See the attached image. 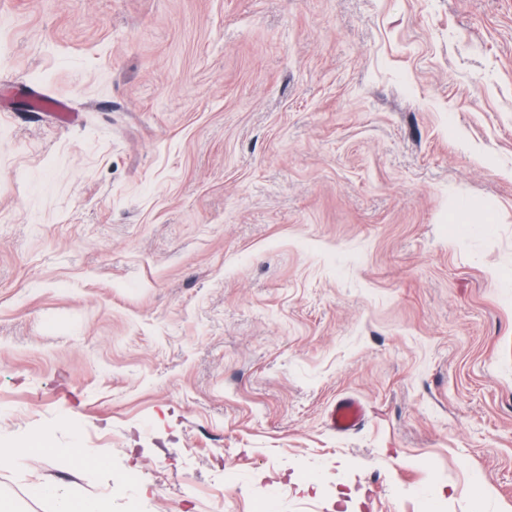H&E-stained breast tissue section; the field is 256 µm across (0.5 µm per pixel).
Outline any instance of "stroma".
<instances>
[{
	"label": "stroma",
	"mask_w": 512,
	"mask_h": 512,
	"mask_svg": "<svg viewBox=\"0 0 512 512\" xmlns=\"http://www.w3.org/2000/svg\"><path fill=\"white\" fill-rule=\"evenodd\" d=\"M1 79L5 512H512V0H0ZM331 426L340 433L354 430L362 421V408L351 398H340L330 415ZM38 495L51 496L56 499L58 512H107L108 505L103 501H91L78 497L68 496L58 488L38 486L35 488Z\"/></svg>",
	"instance_id": "35a3bbf8"
}]
</instances>
